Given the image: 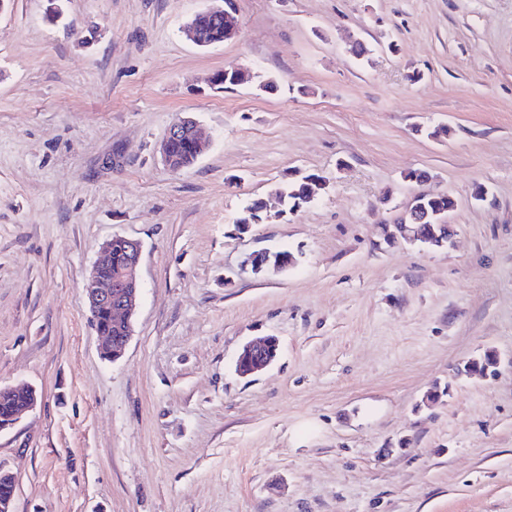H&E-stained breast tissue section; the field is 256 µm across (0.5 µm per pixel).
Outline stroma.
<instances>
[{"mask_svg":"<svg viewBox=\"0 0 512 512\" xmlns=\"http://www.w3.org/2000/svg\"><path fill=\"white\" fill-rule=\"evenodd\" d=\"M208 3L0 9V387L38 395L0 431L15 512H512V0H233L202 49ZM233 65L276 90L214 91ZM180 116L211 145L174 171ZM299 173L323 187L281 214ZM422 190L451 242L386 241ZM116 235L141 295L112 362L84 283ZM201 13L221 15L224 17V21L223 19L217 18H204L201 20V23L197 26V28H195V19ZM185 28L189 31L193 41L198 46L204 45L201 43V41L213 44L224 43V40L226 41L234 38L238 31V26L232 20L229 12L223 8V6H208L207 8L198 11L186 22ZM195 30L200 40L195 37ZM293 256L288 251H261L255 252L248 256L244 261L246 265H250L254 273L262 272L267 266L272 265L277 269H288L293 264ZM278 346L277 339L272 336L247 344L237 359V372L247 376L264 370L275 361Z\"/></svg>","mask_w":512,"mask_h":512,"instance_id":"1","label":"stroma"}]
</instances>
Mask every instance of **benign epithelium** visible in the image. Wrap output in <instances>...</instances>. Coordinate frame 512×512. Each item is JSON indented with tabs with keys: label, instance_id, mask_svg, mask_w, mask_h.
<instances>
[{
	"label": "benign epithelium",
	"instance_id": "7a95c632",
	"mask_svg": "<svg viewBox=\"0 0 512 512\" xmlns=\"http://www.w3.org/2000/svg\"><path fill=\"white\" fill-rule=\"evenodd\" d=\"M203 12L223 16L224 39L230 40L235 37L238 26L226 9L209 6L203 9ZM186 136L194 139L197 155L201 156L207 151L209 142L202 137L196 121L190 117L179 118L170 125L160 144V155L167 166H172L173 142ZM118 246L125 250L126 261L118 276L114 278L111 273L112 253ZM141 254L142 244L140 241L124 236L112 237L103 245L100 257L94 264L85 285L91 313L95 314L100 309L107 308L112 312L115 321L124 324L126 327V335L124 336L115 339L110 336L102 338L100 351H109L113 361L124 355L133 334L132 314L140 293L138 270ZM245 263L251 266L254 273L258 274L270 265L281 270L288 268L293 264V256L287 251H261L250 254ZM277 354V339L272 336L263 337L243 348L236 362V370L243 376L260 372L275 361ZM20 390L27 392L28 401L8 419L0 422V431L12 427L23 413L31 410L37 403L36 390L29 387L24 389L1 387L0 394L16 393Z\"/></svg>",
	"mask_w": 512,
	"mask_h": 512
}]
</instances>
